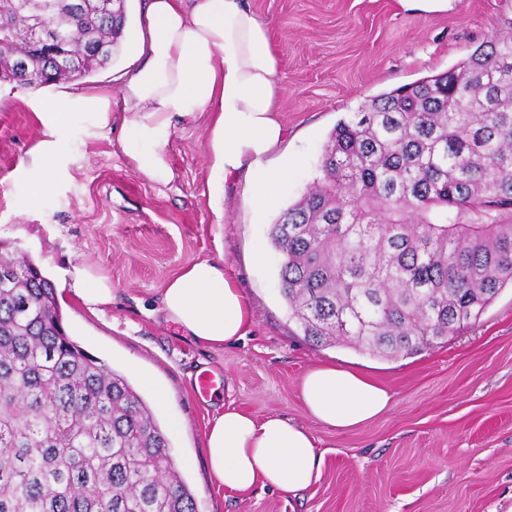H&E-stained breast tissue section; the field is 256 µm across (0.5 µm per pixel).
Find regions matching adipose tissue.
I'll return each instance as SVG.
<instances>
[{
	"instance_id": "adipose-tissue-1",
	"label": "adipose tissue",
	"mask_w": 512,
	"mask_h": 512,
	"mask_svg": "<svg viewBox=\"0 0 512 512\" xmlns=\"http://www.w3.org/2000/svg\"><path fill=\"white\" fill-rule=\"evenodd\" d=\"M134 50L112 87L72 84L36 101L46 138L31 152L34 196L51 193L68 147L70 128L82 119L87 139L112 129L113 103H121L120 148L148 182L164 185L173 170L165 153L177 117L203 116L211 133L215 185L247 175L256 209H264L288 178L287 167L266 160L288 136L278 117L281 59L268 29L246 0H144ZM73 295L89 311L112 304V286L75 269ZM166 318L210 346L240 342L253 324L252 308L222 263L186 265L162 291ZM299 391L306 412L319 423L346 431L371 421L392 404L391 393L371 377L329 364L308 369ZM207 456L225 491L262 487L285 494L309 489L323 462L320 443L304 424L271 415L263 419L226 403L207 432Z\"/></svg>"
}]
</instances>
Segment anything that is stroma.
Listing matches in <instances>:
<instances>
[{
	"label": "stroma",
	"instance_id": "35a3bbf8",
	"mask_svg": "<svg viewBox=\"0 0 512 512\" xmlns=\"http://www.w3.org/2000/svg\"><path fill=\"white\" fill-rule=\"evenodd\" d=\"M281 58L279 116L288 138L272 164L294 165L263 214L247 183L209 200L211 135L204 118L176 120L165 146L173 179L155 185L127 163L119 130L87 140L73 126L54 191L33 199L24 172L45 138L30 103L52 94L0 83V244L29 256L57 291L62 323L84 351L124 375L170 435L176 466L197 512H512V289L503 290L478 325L436 347L382 359L348 347L316 348L298 335L280 296L269 228L317 177L324 145L339 119L378 94L453 68L499 31L512 0H448L423 15L399 0H248ZM141 0H127V23L110 67L84 77L111 81L133 46ZM223 263L251 303L245 341L210 347L165 321L161 292L187 264ZM107 278L113 301L101 313L69 291L72 268ZM331 362L369 374L392 394L379 418L349 431L314 420L298 380ZM151 372L170 396L158 405ZM214 373L206 397L200 373ZM263 418L280 415L309 427L326 450L319 480L296 496L257 488L228 494L212 476L206 432L227 400Z\"/></svg>",
	"mask_w": 512,
	"mask_h": 512
}]
</instances>
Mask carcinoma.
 Returning <instances> with one entry per match:
<instances>
[{
    "mask_svg": "<svg viewBox=\"0 0 512 512\" xmlns=\"http://www.w3.org/2000/svg\"><path fill=\"white\" fill-rule=\"evenodd\" d=\"M0 0V78L46 87L112 62L125 0ZM38 20L58 43L32 45ZM271 224L280 294L317 347L395 359L479 322L512 286V16L448 72L381 93L330 132ZM166 432L66 333L56 289L0 252V512H196Z\"/></svg>",
    "mask_w": 512,
    "mask_h": 512,
    "instance_id": "1",
    "label": "carcinoma"
}]
</instances>
